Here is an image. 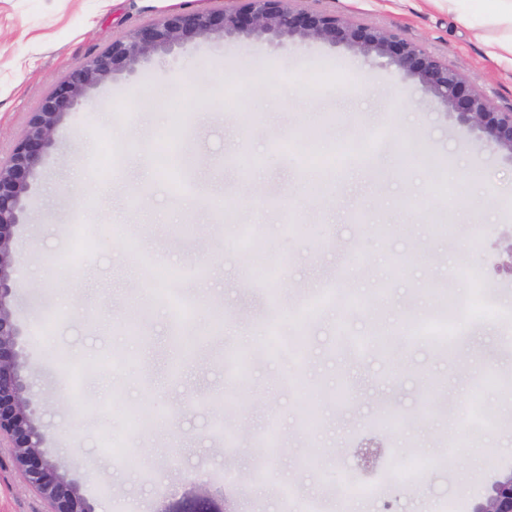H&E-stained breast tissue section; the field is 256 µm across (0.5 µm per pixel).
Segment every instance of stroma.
I'll return each instance as SVG.
<instances>
[{
    "mask_svg": "<svg viewBox=\"0 0 512 512\" xmlns=\"http://www.w3.org/2000/svg\"><path fill=\"white\" fill-rule=\"evenodd\" d=\"M224 3L0 0V158L79 62ZM299 6L419 43L512 110L488 47L512 30L469 0ZM511 242L512 157L395 68L269 38L153 54L63 121L16 229L46 452L96 512H468L512 470ZM8 459L0 512H47Z\"/></svg>",
    "mask_w": 512,
    "mask_h": 512,
    "instance_id": "stroma-1",
    "label": "stroma"
}]
</instances>
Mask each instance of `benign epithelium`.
Instances as JSON below:
<instances>
[{
	"instance_id": "obj_1",
	"label": "benign epithelium",
	"mask_w": 512,
	"mask_h": 512,
	"mask_svg": "<svg viewBox=\"0 0 512 512\" xmlns=\"http://www.w3.org/2000/svg\"><path fill=\"white\" fill-rule=\"evenodd\" d=\"M294 2L240 0L238 6L181 10L113 41L53 87L31 113L9 157L0 161V446L10 448L12 466L51 512H95V507L66 467L44 450V408L31 397L22 332L11 309L15 230L23 221L36 168L53 147L59 125L116 71L199 38L271 37L343 45L365 59H384L416 79L459 123L484 134L512 158V111L500 112L485 95L468 89L454 67L396 33L302 10ZM469 512H512V471L500 475Z\"/></svg>"
}]
</instances>
